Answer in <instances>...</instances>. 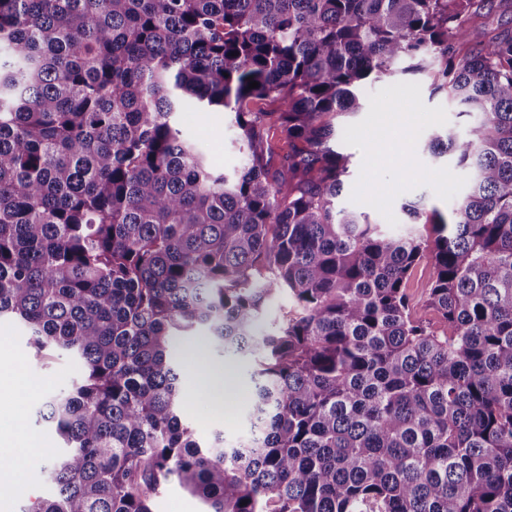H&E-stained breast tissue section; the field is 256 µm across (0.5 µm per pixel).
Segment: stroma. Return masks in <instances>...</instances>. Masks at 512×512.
Returning a JSON list of instances; mask_svg holds the SVG:
<instances>
[{
  "label": "stroma",
  "instance_id": "35a3bbf8",
  "mask_svg": "<svg viewBox=\"0 0 512 512\" xmlns=\"http://www.w3.org/2000/svg\"><path fill=\"white\" fill-rule=\"evenodd\" d=\"M408 112L413 122L394 145L387 165L373 164L377 130L387 112ZM478 121L477 115L461 114L446 93L433 91L427 75L405 80L387 78L368 86L365 109L347 116L348 130L336 144L349 158L348 173L338 204L346 210L367 213L371 223L385 232L405 229L403 205L418 203L425 209L449 213L468 192L473 180L469 168L453 160L433 156L426 148L435 134L448 131L466 136ZM177 124L188 138L198 142L209 162L221 170H233L243 160L235 132L223 115L212 112H182ZM224 364L235 376L237 391L227 407L195 403L184 416L199 442H207L216 428L226 439L247 435L245 419L254 385L250 359L227 355ZM0 365L14 369L28 383V391L0 392V408L20 404L21 424L46 448H54V427L41 420L38 411L53 394L70 389L78 375L77 366L65 356L41 362L33 358L27 332L18 324L0 320Z\"/></svg>",
  "mask_w": 512,
  "mask_h": 512
}]
</instances>
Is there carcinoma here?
<instances>
[{
    "mask_svg": "<svg viewBox=\"0 0 512 512\" xmlns=\"http://www.w3.org/2000/svg\"><path fill=\"white\" fill-rule=\"evenodd\" d=\"M492 9L512 0H0V318L81 373L39 411L56 495L22 512H153L171 482L202 512H512V31L467 41ZM429 59L479 122L428 150L472 187L388 236L337 205L330 117ZM200 109L234 114L230 173L176 126ZM192 338L254 362L232 447L181 422ZM431 275L432 270L430 267L425 265L417 267L408 281L407 292L411 298L415 316L424 321L431 322L436 327H440L442 325L438 323V318L425 304V289L427 288Z\"/></svg>",
    "mask_w": 512,
    "mask_h": 512,
    "instance_id": "carcinoma-1",
    "label": "carcinoma"
}]
</instances>
